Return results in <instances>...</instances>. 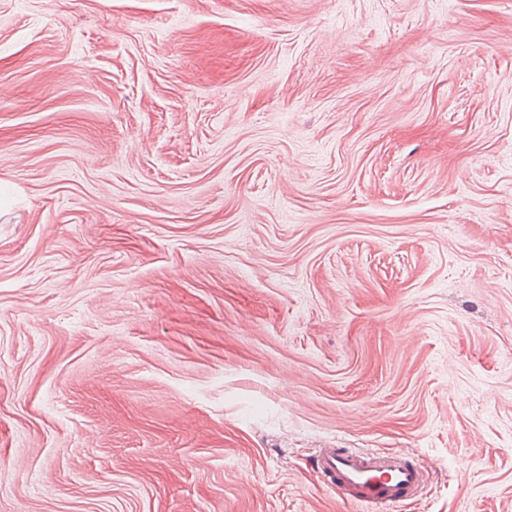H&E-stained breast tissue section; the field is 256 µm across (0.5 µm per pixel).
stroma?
Returning <instances> with one entry per match:
<instances>
[{
  "instance_id": "35a3bbf8",
  "label": "stroma",
  "mask_w": 512,
  "mask_h": 512,
  "mask_svg": "<svg viewBox=\"0 0 512 512\" xmlns=\"http://www.w3.org/2000/svg\"><path fill=\"white\" fill-rule=\"evenodd\" d=\"M512 512V0H0V512ZM318 481L341 499L362 503L368 512H389L414 499L429 478L423 463L403 454L358 448H318L313 454Z\"/></svg>"
}]
</instances>
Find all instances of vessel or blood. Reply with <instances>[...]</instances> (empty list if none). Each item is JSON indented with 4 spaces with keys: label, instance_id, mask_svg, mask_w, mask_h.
<instances>
[{
    "label": "vessel or blood",
    "instance_id": "vessel-or-blood-1",
    "mask_svg": "<svg viewBox=\"0 0 512 512\" xmlns=\"http://www.w3.org/2000/svg\"><path fill=\"white\" fill-rule=\"evenodd\" d=\"M313 469L323 486L343 500L366 505L368 512H397L429 478L424 464L392 450L320 448Z\"/></svg>",
    "mask_w": 512,
    "mask_h": 512
}]
</instances>
